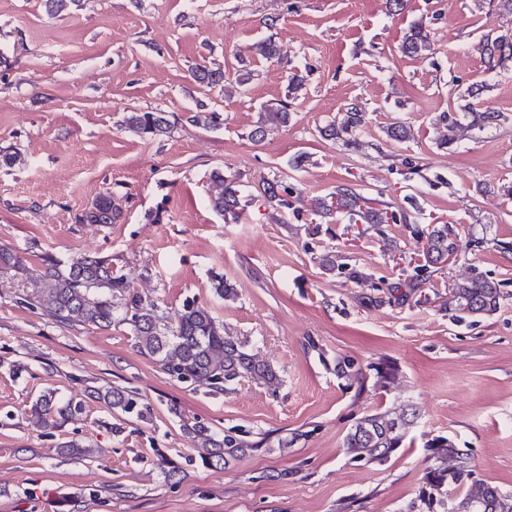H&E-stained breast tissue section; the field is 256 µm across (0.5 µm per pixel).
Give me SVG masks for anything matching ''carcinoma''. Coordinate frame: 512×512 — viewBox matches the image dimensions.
I'll list each match as a JSON object with an SVG mask.
<instances>
[{
	"mask_svg": "<svg viewBox=\"0 0 512 512\" xmlns=\"http://www.w3.org/2000/svg\"><path fill=\"white\" fill-rule=\"evenodd\" d=\"M484 72L495 77L512 62V31L489 29L481 36ZM402 51L409 57H418L430 51L426 22L411 25L402 42ZM194 82L206 88L224 85L226 72L206 65L191 71ZM487 84L468 87L465 95L470 98L460 112H443L440 122L448 135L439 146L449 149L455 144V131L462 121L473 130L483 132L499 125L502 113L479 101ZM291 103L279 101L267 106L249 137L260 142L268 129L286 127L291 122ZM124 123L140 135L154 138L168 133L173 125L170 113L155 109L130 112ZM365 123V113L358 104H346L341 117L329 121L319 129L326 139L340 140L345 145L357 144V132ZM211 179L222 186L221 192L211 198V208L220 214L234 211L240 204V184L237 175H226L220 170L212 172ZM263 194L277 209L290 207V187L281 179L266 183ZM362 197L351 187L340 185L329 198L319 203L318 216L331 217L345 213L349 221L360 218L368 224H386L396 220V215L384 210L364 209ZM122 217L112 194L98 195L87 206L78 221L81 224H114ZM457 251L456 236L448 226L433 229L427 237L425 257L430 263L448 260ZM29 273L25 257L16 249L0 248V271ZM37 291L23 298V303L41 309L52 320L71 325L92 324L99 329H109L113 324H127L134 337V348L143 356L155 360L171 377L203 387L212 394H223L247 377L276 389L280 384L277 372L247 346L224 335L220 323L205 306L186 301L175 324L162 323L156 307L146 303L131 290L123 275L112 271V258L101 255H83L68 264L47 260L43 270L36 274ZM121 299L116 306L112 298ZM503 293L500 284L482 277L457 282L449 289L448 309L472 315H490L500 307ZM95 393L110 411L134 414L139 419L148 417V407L138 403L137 397L123 389L109 387ZM85 404L71 398L65 402L57 399L50 389L44 391L31 407V415L45 431H55L83 414ZM416 411L407 407L384 410L358 420L344 437V447L353 459L366 463L383 462L399 448L406 428L417 419ZM199 458L214 467L224 466L254 447L241 435L227 432L220 438L210 427L196 423L184 426ZM438 466L429 471L428 490L420 495V502L427 512H512V493L475 476L468 461V454L456 448L449 437L438 436L429 441ZM61 454L72 459L86 460L94 455L75 439L59 443Z\"/></svg>",
	"mask_w": 512,
	"mask_h": 512,
	"instance_id": "cac0c4a2",
	"label": "carcinoma"
}]
</instances>
